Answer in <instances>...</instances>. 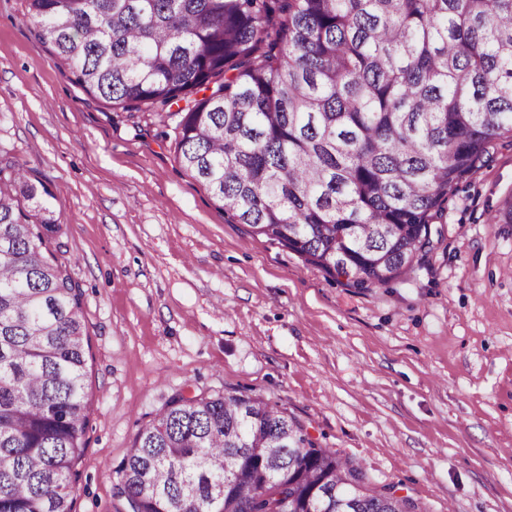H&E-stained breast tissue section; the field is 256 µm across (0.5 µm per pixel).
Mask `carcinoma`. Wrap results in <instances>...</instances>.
<instances>
[{
    "label": "carcinoma",
    "instance_id": "cac0c4a2",
    "mask_svg": "<svg viewBox=\"0 0 512 512\" xmlns=\"http://www.w3.org/2000/svg\"><path fill=\"white\" fill-rule=\"evenodd\" d=\"M111 106L178 109L177 159L235 224L351 288L406 277L512 136V0H28ZM0 151V512H73L89 424L82 294ZM129 512H415L287 412L172 396L117 470Z\"/></svg>",
    "mask_w": 512,
    "mask_h": 512
}]
</instances>
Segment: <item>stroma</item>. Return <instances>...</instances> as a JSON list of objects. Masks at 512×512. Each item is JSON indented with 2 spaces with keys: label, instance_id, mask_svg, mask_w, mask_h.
Returning <instances> with one entry per match:
<instances>
[{
  "label": "stroma",
  "instance_id": "1",
  "mask_svg": "<svg viewBox=\"0 0 512 512\" xmlns=\"http://www.w3.org/2000/svg\"><path fill=\"white\" fill-rule=\"evenodd\" d=\"M172 110L77 85L27 0H0V150L83 292L90 423L74 512H126L118 465L175 394L297 418L421 512H512V138L463 180L407 278L348 288L228 223L176 158Z\"/></svg>",
  "mask_w": 512,
  "mask_h": 512
}]
</instances>
